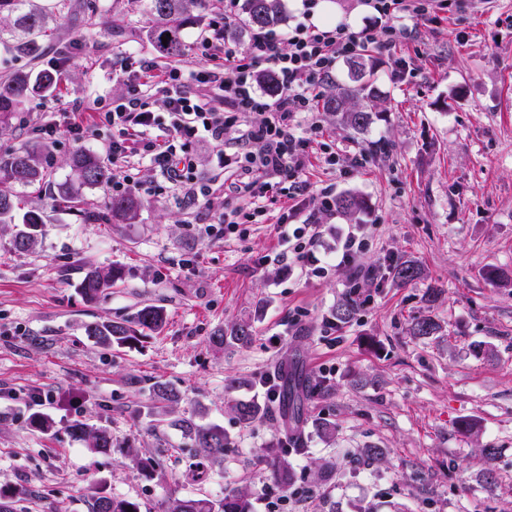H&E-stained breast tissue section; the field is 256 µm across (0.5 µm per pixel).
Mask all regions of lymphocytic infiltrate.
<instances>
[{
    "label": "lymphocytic infiltrate",
    "instance_id": "lymphocytic-infiltrate-1",
    "mask_svg": "<svg viewBox=\"0 0 512 512\" xmlns=\"http://www.w3.org/2000/svg\"><path fill=\"white\" fill-rule=\"evenodd\" d=\"M302 2V18L287 32L255 29L243 48L220 34L238 4L224 0L223 16L210 23L211 35L197 40L202 59L198 68L162 69L153 60H136L135 75L124 95L99 115L112 133L113 167H127L137 158L162 171L189 174L194 169V147L202 142L223 145L225 129L236 127L240 150L233 190L247 204L224 217L220 232L229 236L265 214L270 194L288 198L305 189L303 176L313 150H320L329 168L364 167L365 151L318 143L314 90L332 79L339 63L371 47L387 55L392 75L401 74L405 61L397 49L406 30L398 20L430 17L435 0H363L372 20L360 27L315 22L318 0ZM264 70L279 84L278 98L261 89L257 75ZM154 88L164 95L160 112L147 101ZM335 201L332 186H322L312 192L308 209L284 206L277 218L289 258L302 263L314 277L323 276L330 266L353 264L368 245L365 232L341 228L336 232L335 262L320 258L323 234L317 218L333 214Z\"/></svg>",
    "mask_w": 512,
    "mask_h": 512
}]
</instances>
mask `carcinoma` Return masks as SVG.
Masks as SVG:
<instances>
[{
  "instance_id": "1",
  "label": "carcinoma",
  "mask_w": 512,
  "mask_h": 512,
  "mask_svg": "<svg viewBox=\"0 0 512 512\" xmlns=\"http://www.w3.org/2000/svg\"><path fill=\"white\" fill-rule=\"evenodd\" d=\"M132 10L151 21L150 37L156 50L164 56L184 54V28L192 19V10L203 5L205 0H130ZM242 13L245 15L244 26L264 28L276 25L284 20V7L281 0H242ZM47 12L35 0H0V46L5 50L30 57L39 55L40 39L46 36L45 23ZM13 21L18 33L4 37V25ZM167 43H162V37ZM373 58L370 55H358L348 63L349 82L336 89V92L322 94L317 100V107L322 112L341 114V121L354 130H363L370 123L368 104L377 96L376 89L370 81ZM56 88V77L48 71L33 73L31 71L15 72L0 80V126L9 122L13 112L28 98L49 92ZM74 179L63 190L62 202L72 204L79 200L83 188L104 187L110 181V171L96 154L87 150H78L70 158ZM45 180V172L40 166L34 149L23 147L13 155L0 157V183H16L33 188L39 192ZM108 208L112 216L124 221L136 218V204L131 198L109 199ZM18 203L11 196L0 193V224H10ZM365 208V202L357 195L348 193L336 199V209L353 215ZM44 224L41 214L29 210L23 216L13 238L12 246L17 251H27L43 234ZM393 278L407 284L420 275L419 267L410 260L402 261L392 268ZM119 279L113 270L106 272L90 266L79 284L80 291L89 301H96ZM357 311L353 300L345 298L336 304L334 318L336 323L344 324L355 316ZM163 309L155 305H145L139 309L133 320L126 322L92 323L87 333L105 347L123 345L138 337L145 331L155 332L165 324ZM410 331L412 335L426 338L440 331V325L431 317L414 319ZM252 340L251 326L245 322L238 323L225 331L218 329L211 336L217 346L227 343L245 346ZM305 380L299 375L284 376L277 385L282 403L295 399L298 389ZM238 421L249 426L258 421L265 408L251 400H238L231 406ZM157 423L179 428L190 436L200 452L188 464L185 473L194 481L203 480L215 462L224 459L225 448L229 438L224 429L217 426H202L186 417H175L170 410L158 414ZM71 430L89 441V447L104 452L112 447L108 433L103 429L88 430L84 425L75 423ZM289 448L279 443L270 448L271 466L277 482L284 488L290 486L294 475L288 463ZM92 512H139L136 503L117 499L98 489L92 494ZM164 512H252V503L245 493H228L216 503L206 497L170 496L165 502Z\"/></svg>"
}]
</instances>
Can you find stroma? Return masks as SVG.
I'll return each mask as SVG.
<instances>
[{
    "label": "stroma",
    "mask_w": 512,
    "mask_h": 512,
    "mask_svg": "<svg viewBox=\"0 0 512 512\" xmlns=\"http://www.w3.org/2000/svg\"><path fill=\"white\" fill-rule=\"evenodd\" d=\"M129 5L66 0L50 14L54 36L37 57L0 53V77L48 70L62 88L32 98L0 127V155L35 148L46 175L32 200L46 224L37 246L15 252V225L0 224V488L11 492L12 512H90L96 487L141 512H163L172 495L218 500L237 490L263 512L274 485L267 450L289 436L301 448L288 455L296 492L288 512H512V0H459L434 18L404 19L405 69L391 79L387 57L376 56L379 96L364 131L318 113L322 141L370 154L355 171L311 162V185L367 203L352 218L320 216L325 248L336 226L370 231L354 265L322 278L282 255L278 207L245 236L210 232L239 205L229 189L239 148L233 127L223 146L195 149L193 176L212 183L209 197L137 164L112 171L134 183L132 223L113 221L108 187L85 190L79 206L58 204L71 155L82 148L108 158L109 135L92 125L82 143L63 131L51 143L36 127L61 119L73 101L92 116L118 99L129 77L125 55L167 63L148 19ZM58 41L71 44L67 58L57 56ZM401 259L422 270L405 286L389 273ZM90 266L120 274L94 303L79 289ZM492 269L507 280L491 279ZM347 297L357 315L331 327ZM147 304L165 313L160 331L109 350L85 333ZM421 316L433 317L440 333L412 336ZM241 322L252 326L249 346L212 343L216 329ZM295 370L312 388L293 411L268 399L262 384ZM158 381L178 392L175 415L230 437L205 482L183 477L192 441L152 426ZM36 392L55 404H35ZM234 399L264 405L263 419L239 424ZM36 414L46 430L31 426ZM76 422L106 429L111 448H89L72 434ZM466 422L475 430H463ZM324 423L334 438L322 435ZM369 448L382 457L369 459ZM489 468L491 483L483 479Z\"/></svg>",
    "instance_id": "stroma-1"
}]
</instances>
